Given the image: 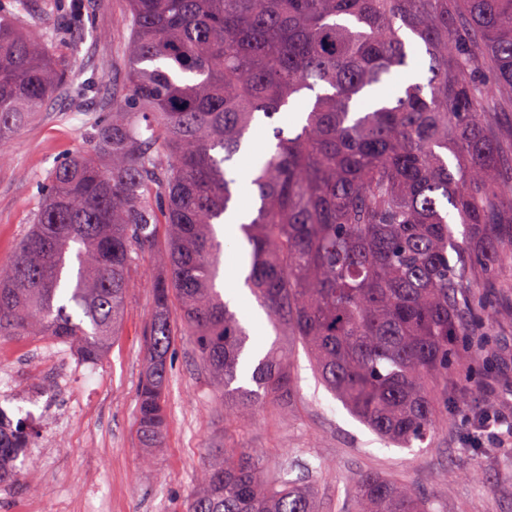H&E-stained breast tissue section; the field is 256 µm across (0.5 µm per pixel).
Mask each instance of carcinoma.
I'll use <instances>...</instances> for the list:
<instances>
[{
    "label": "carcinoma",
    "instance_id": "carcinoma-1",
    "mask_svg": "<svg viewBox=\"0 0 512 512\" xmlns=\"http://www.w3.org/2000/svg\"><path fill=\"white\" fill-rule=\"evenodd\" d=\"M0 11V144L51 92L95 90L53 50L82 18L33 34L28 0ZM127 86L87 115V145L50 169L31 227L0 266V339L73 345L87 363L117 335L133 254L159 252L145 328L137 433L158 448L175 337L190 336L239 415L290 398L288 354L271 351L239 384L247 332L219 289L224 223L238 195L229 166L252 160L258 206L239 224L249 288L280 335L297 336L325 386L382 439L425 443L462 336L493 310L473 291L512 255V168L494 122L512 100V0H125ZM419 55L428 76L376 91ZM310 92L290 130L276 115ZM466 234L455 236L452 223ZM166 226L163 249L156 229ZM179 312H171V298ZM32 447L0 414V486ZM351 512H439L412 487L359 475ZM181 512H319L312 487L267 478L244 448H220ZM272 140L271 129L262 125L255 128L248 136L244 152L249 160L256 155L264 153Z\"/></svg>",
    "mask_w": 512,
    "mask_h": 512
}]
</instances>
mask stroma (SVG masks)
I'll return each instance as SVG.
<instances>
[{"mask_svg": "<svg viewBox=\"0 0 512 512\" xmlns=\"http://www.w3.org/2000/svg\"><path fill=\"white\" fill-rule=\"evenodd\" d=\"M90 24L65 36L72 69L99 85L74 102L57 91L10 140L0 160V265H9L38 207L44 177L85 142V110L126 86L118 52L129 29L123 0H85ZM238 239L224 242V285L237 288L233 310L250 334L249 351L286 350L294 392L239 419L224 412L201 370L190 337L175 339L168 385V420L161 447L145 451L137 434L136 396L144 361V326L152 282L164 269L137 256L119 336L91 372H70L49 357L48 338L0 340V397L39 387L54 410L38 426L21 474L0 489V512H174L192 492L216 448L243 446L289 480L311 481L322 512L348 504L357 474L379 472L432 497L442 512H512V444L480 441L475 414L512 416V261L481 283L494 318L462 337L448 369V411L422 445L387 444L320 385L297 337L282 336L247 289H238Z\"/></svg>", "mask_w": 512, "mask_h": 512, "instance_id": "35a3bbf8", "label": "stroma"}]
</instances>
